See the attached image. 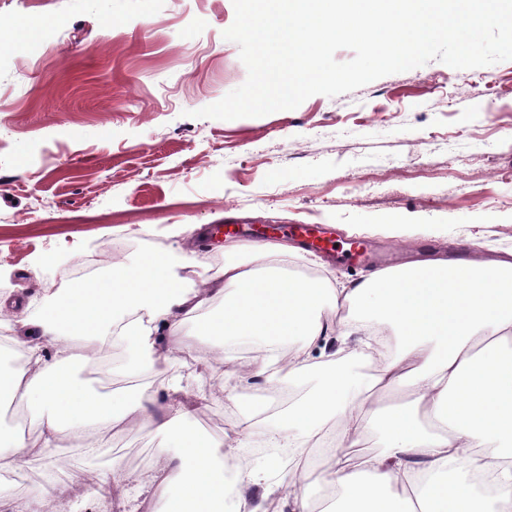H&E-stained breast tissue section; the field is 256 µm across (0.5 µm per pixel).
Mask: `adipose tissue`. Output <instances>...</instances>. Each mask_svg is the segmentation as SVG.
Wrapping results in <instances>:
<instances>
[{
    "mask_svg": "<svg viewBox=\"0 0 512 512\" xmlns=\"http://www.w3.org/2000/svg\"><path fill=\"white\" fill-rule=\"evenodd\" d=\"M247 261L225 262L224 280L198 275L174 284L151 257L136 266L109 268L106 277L70 289L40 317L19 329L0 299V348L23 350L26 366L0 368V397L35 410L37 440L0 431V448L51 460L56 441L72 432L86 451L103 447L104 422H138L157 401L165 414L156 428L180 450L166 458L144 490L154 512H259L248 507L254 487L278 495L289 512H512V253L487 264H458L438 256L397 270H378L343 288L291 276L295 245L237 244ZM223 295L224 308L210 313ZM214 342L222 359L237 347L254 349L256 374L304 372L314 350L331 339L353 347L375 372L349 375L336 359L321 361L320 384L310 395L274 410L255 409L245 440L280 456L258 467L231 439L191 431L194 409L182 401L183 376L164 391L143 385L109 397L87 389L71 365L82 353L121 344L163 367L185 348L180 333ZM295 352H287L292 340ZM58 349L47 358L46 345ZM384 445L360 450L368 432ZM330 452L318 475L301 460L313 440ZM238 459L233 476L226 460ZM290 462L286 481L270 477ZM490 474L495 494L478 493L472 475ZM321 486L319 501L307 493L309 478Z\"/></svg>",
    "mask_w": 512,
    "mask_h": 512,
    "instance_id": "ef3b65f1",
    "label": "adipose tissue"
}]
</instances>
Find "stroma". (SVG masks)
I'll list each match as a JSON object with an SVG mask.
<instances>
[{"mask_svg": "<svg viewBox=\"0 0 512 512\" xmlns=\"http://www.w3.org/2000/svg\"><path fill=\"white\" fill-rule=\"evenodd\" d=\"M55 14L64 29L13 45L18 21ZM234 19L233 0H0V295L16 301L13 319L38 316L78 269L100 279L153 255L179 283L190 256L220 274L230 239H200L202 226L320 224L406 262L512 251V60L464 71L433 60L293 110L196 117L247 79L223 36ZM252 359L243 348L224 362L197 342L163 372L145 361L131 374L128 350L112 346L74 375L105 394L187 375L191 428L219 438L259 395L318 382L311 368L240 381ZM100 430L95 454L61 435L58 467L0 462V512H101L113 459L133 479L162 466L154 425Z\"/></svg>", "mask_w": 512, "mask_h": 512, "instance_id": "obj_1", "label": "stroma"}]
</instances>
